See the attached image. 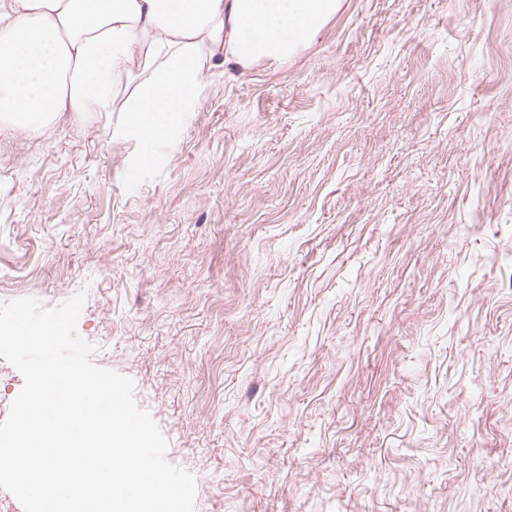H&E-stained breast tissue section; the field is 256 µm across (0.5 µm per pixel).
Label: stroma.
<instances>
[{
    "instance_id": "1",
    "label": "stroma",
    "mask_w": 512,
    "mask_h": 512,
    "mask_svg": "<svg viewBox=\"0 0 512 512\" xmlns=\"http://www.w3.org/2000/svg\"><path fill=\"white\" fill-rule=\"evenodd\" d=\"M123 113L0 134V304L84 294L195 512H512V0H341Z\"/></svg>"
}]
</instances>
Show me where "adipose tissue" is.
Returning <instances> with one entry per match:
<instances>
[{"label":"adipose tissue","instance_id":"adipose-tissue-1","mask_svg":"<svg viewBox=\"0 0 512 512\" xmlns=\"http://www.w3.org/2000/svg\"><path fill=\"white\" fill-rule=\"evenodd\" d=\"M340 0H7L0 26V130L41 131L64 113L124 112L143 150L128 179L175 141L217 60L284 62ZM135 91H128V84Z\"/></svg>","mask_w":512,"mask_h":512}]
</instances>
